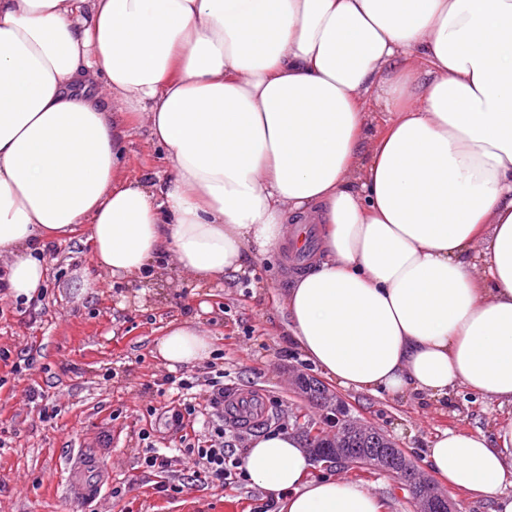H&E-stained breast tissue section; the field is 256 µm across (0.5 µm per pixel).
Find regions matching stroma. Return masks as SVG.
Here are the masks:
<instances>
[{"label": "stroma", "instance_id": "35a3bbf8", "mask_svg": "<svg viewBox=\"0 0 512 512\" xmlns=\"http://www.w3.org/2000/svg\"><path fill=\"white\" fill-rule=\"evenodd\" d=\"M124 148L125 176L170 175L147 128ZM40 256L47 280L34 299L0 293V346H27L33 354L18 381L0 362V512H264L270 502L265 491L238 478L221 487L197 481L196 465L180 455V448L209 439L217 420L201 415L182 428L171 425L163 408L175 396L158 394L155 384L172 371L201 381L220 371L225 389L263 394L268 416L261 426L224 427L234 462L266 432L297 433L309 426L330 436L323 411L295 383L301 374L339 394L354 416L384 431L416 464L442 430L489 434L512 419V409L461 387L440 403L338 387L286 334L282 298L299 271L286 248L253 255L243 271L210 283L181 271L170 252L134 279L94 276L82 230ZM86 273L92 286L81 294L72 283ZM173 322L210 335L207 358L169 369L156 342ZM30 386L54 401L56 418L43 419L39 406L28 402ZM152 448L174 456L169 471L144 467ZM312 474L337 475L371 489L384 512H414L409 493L382 472L318 462ZM80 484L93 485L94 495H76Z\"/></svg>", "mask_w": 512, "mask_h": 512}]
</instances>
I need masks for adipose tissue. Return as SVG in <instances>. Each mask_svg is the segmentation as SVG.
Instances as JSON below:
<instances>
[{"label": "adipose tissue", "instance_id": "obj_1", "mask_svg": "<svg viewBox=\"0 0 512 512\" xmlns=\"http://www.w3.org/2000/svg\"><path fill=\"white\" fill-rule=\"evenodd\" d=\"M173 169L124 177L140 127ZM320 227L283 298L337 384L512 406V0H0V256L43 288L42 239L87 225L92 261L138 275L171 249L201 281ZM183 324L168 366L210 352ZM424 463L512 512V420L447 430ZM280 512H382L309 479L298 435L240 460Z\"/></svg>", "mask_w": 512, "mask_h": 512}]
</instances>
